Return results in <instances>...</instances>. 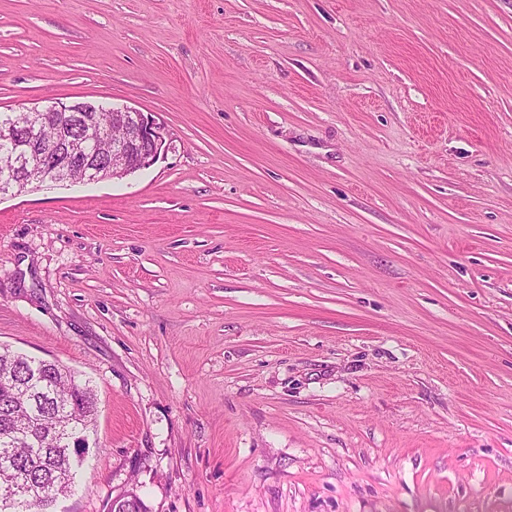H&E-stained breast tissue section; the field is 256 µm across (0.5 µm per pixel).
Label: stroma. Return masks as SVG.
I'll return each mask as SVG.
<instances>
[{"label": "stroma", "instance_id": "obj_1", "mask_svg": "<svg viewBox=\"0 0 512 512\" xmlns=\"http://www.w3.org/2000/svg\"><path fill=\"white\" fill-rule=\"evenodd\" d=\"M84 100L168 149L0 195L55 512H512V0H0V112Z\"/></svg>", "mask_w": 512, "mask_h": 512}]
</instances>
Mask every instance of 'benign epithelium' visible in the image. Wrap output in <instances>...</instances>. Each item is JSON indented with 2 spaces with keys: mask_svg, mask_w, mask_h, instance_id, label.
I'll return each mask as SVG.
<instances>
[{
  "mask_svg": "<svg viewBox=\"0 0 512 512\" xmlns=\"http://www.w3.org/2000/svg\"><path fill=\"white\" fill-rule=\"evenodd\" d=\"M48 111L66 113L58 146L48 148L39 139V128L46 120L42 110H29L30 121L23 128L0 130L5 140L18 145L15 154L0 159V180H9V188L18 193L32 183L56 184L70 167L80 168L86 181L123 178L150 168L166 150L164 127L149 112L128 106L112 109V125L120 128L122 135L112 138V159L105 160L84 149L86 143L106 138V131L84 115L87 108L76 102H57Z\"/></svg>",
  "mask_w": 512,
  "mask_h": 512,
  "instance_id": "obj_1",
  "label": "benign epithelium"
}]
</instances>
